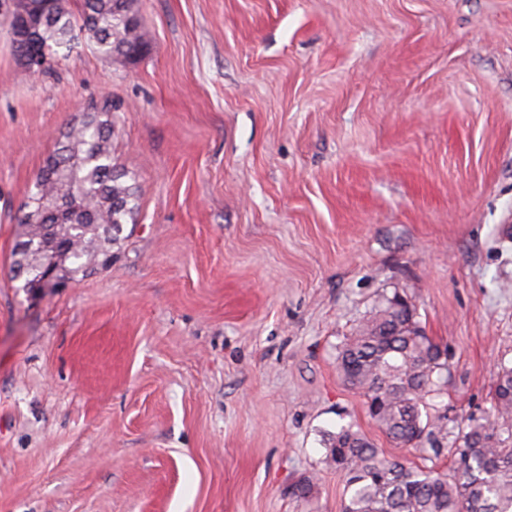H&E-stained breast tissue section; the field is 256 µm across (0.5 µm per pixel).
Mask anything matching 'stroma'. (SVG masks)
<instances>
[{"instance_id": "stroma-1", "label": "stroma", "mask_w": 512, "mask_h": 512, "mask_svg": "<svg viewBox=\"0 0 512 512\" xmlns=\"http://www.w3.org/2000/svg\"><path fill=\"white\" fill-rule=\"evenodd\" d=\"M137 8L144 56L40 75L0 23V512H342L323 431L423 458L336 366L396 291L448 348L449 469L512 364V0ZM103 105L138 216L110 266L31 296L20 209Z\"/></svg>"}]
</instances>
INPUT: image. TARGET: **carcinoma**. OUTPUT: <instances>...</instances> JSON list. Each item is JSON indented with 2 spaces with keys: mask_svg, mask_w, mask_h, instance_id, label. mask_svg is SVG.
I'll use <instances>...</instances> for the list:
<instances>
[{
  "mask_svg": "<svg viewBox=\"0 0 512 512\" xmlns=\"http://www.w3.org/2000/svg\"><path fill=\"white\" fill-rule=\"evenodd\" d=\"M29 52L55 61L85 44L102 58L137 59L147 50L136 0H40ZM115 122L108 106L83 113L58 138L23 206L13 272L29 292L54 284L44 263L55 259L79 281L112 262L109 246L136 221L137 188L112 161ZM337 369L362 392L370 419L393 442L441 454L448 438L447 350L427 336L411 304L399 292L382 295L354 336L339 348ZM451 473L386 456L352 425L324 432L325 463L344 479L343 512H512V366L498 367L491 406L461 421ZM313 475L299 479L291 495L311 497Z\"/></svg>",
  "mask_w": 512,
  "mask_h": 512,
  "instance_id": "cac0c4a2",
  "label": "carcinoma"
}]
</instances>
